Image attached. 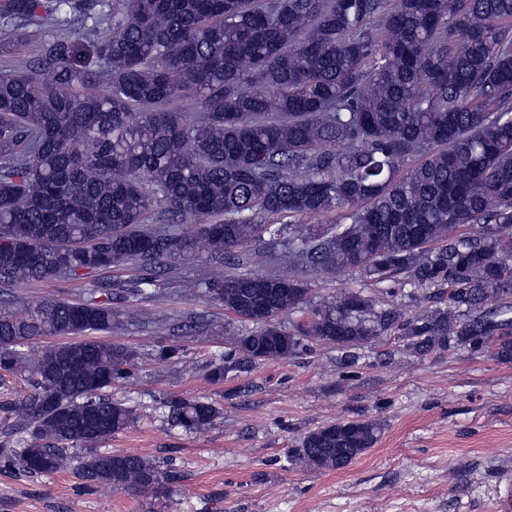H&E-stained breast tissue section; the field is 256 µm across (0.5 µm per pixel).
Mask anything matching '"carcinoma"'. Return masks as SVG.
<instances>
[{"mask_svg": "<svg viewBox=\"0 0 512 512\" xmlns=\"http://www.w3.org/2000/svg\"><path fill=\"white\" fill-rule=\"evenodd\" d=\"M42 27L26 67L0 71V282L137 264L152 285L167 261L203 255L186 288L255 325L224 331L214 382L307 344L353 365L392 334L420 357L493 349L512 361V0H0V56ZM188 96L190 121L168 108ZM332 211L342 222L329 233L286 237L273 223ZM188 219L193 236L173 227ZM263 234L286 272L224 273ZM318 270L377 283L405 273L428 305L409 315L360 289L307 312L303 276ZM288 311L308 319L288 331ZM120 321L157 323L136 306L117 312L102 283L83 303L0 305V369L30 385L3 408L19 416L5 434L30 441L0 455L27 474L69 469L155 512L174 494L171 473L132 452L66 448L92 449L137 418L103 395L135 364L99 337ZM41 336L79 340L31 360L20 347ZM164 407L190 433L224 415L181 395ZM380 434L375 421H338L293 458L339 469Z\"/></svg>", "mask_w": 512, "mask_h": 512, "instance_id": "obj_1", "label": "carcinoma"}]
</instances>
